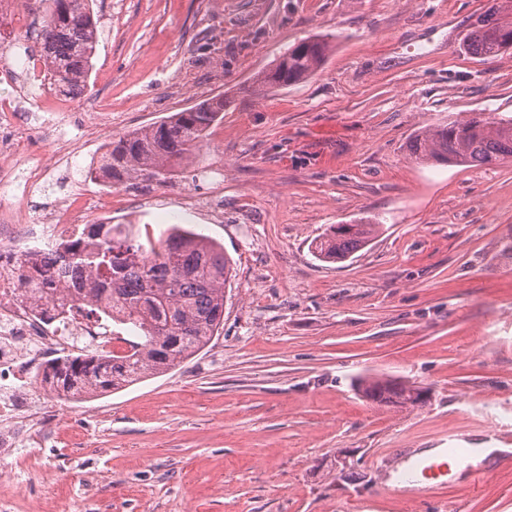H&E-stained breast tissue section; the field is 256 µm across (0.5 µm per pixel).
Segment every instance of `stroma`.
Listing matches in <instances>:
<instances>
[{
    "label": "stroma",
    "instance_id": "1",
    "mask_svg": "<svg viewBox=\"0 0 512 512\" xmlns=\"http://www.w3.org/2000/svg\"><path fill=\"white\" fill-rule=\"evenodd\" d=\"M489 0H94L99 46L87 88L0 82L50 183L0 199L39 216L100 194L83 171L107 142L216 95L223 119L171 182L121 212L153 238L187 224L233 261L224 324L179 367L81 401L43 391L10 426L0 512H512V465L423 493L382 482L378 462L427 448L512 449V159L423 164L408 142L472 113L512 116V53L462 39ZM332 38L291 87L257 74L287 46ZM41 48L0 27V69ZM224 168V219L182 210ZM380 223L343 263L312 242L329 225ZM430 387L419 410L381 407L357 379ZM56 412L60 420L45 427ZM354 466L340 477L334 460Z\"/></svg>",
    "mask_w": 512,
    "mask_h": 512
}]
</instances>
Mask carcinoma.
<instances>
[{
	"label": "carcinoma",
	"instance_id": "1",
	"mask_svg": "<svg viewBox=\"0 0 512 512\" xmlns=\"http://www.w3.org/2000/svg\"><path fill=\"white\" fill-rule=\"evenodd\" d=\"M51 6L42 26V53L50 79L66 93L86 86L97 53L98 19L90 0H68L71 20ZM468 52L491 59L512 48V0H497L464 41ZM329 42L315 36L287 47L260 76L263 85L288 86L323 64ZM193 112H175L106 145L88 175L108 187L130 180L166 182L188 160L224 111V99L209 98ZM410 155L420 163L478 165L512 158V117L486 121L476 113L463 121L428 128L412 138ZM379 224L329 227L312 243L316 258L344 262L366 248ZM155 260L145 262L146 254ZM28 277L18 299L37 303L65 296L121 325L132 350L109 356L85 350L53 359L44 369L50 392L81 400L166 373L205 347L224 323L232 263L224 246L193 229L174 224L166 236L144 239L132 224H87L52 253H23ZM362 397L387 407L421 409L428 400L411 384L391 378L357 381Z\"/></svg>",
	"mask_w": 512,
	"mask_h": 512
}]
</instances>
